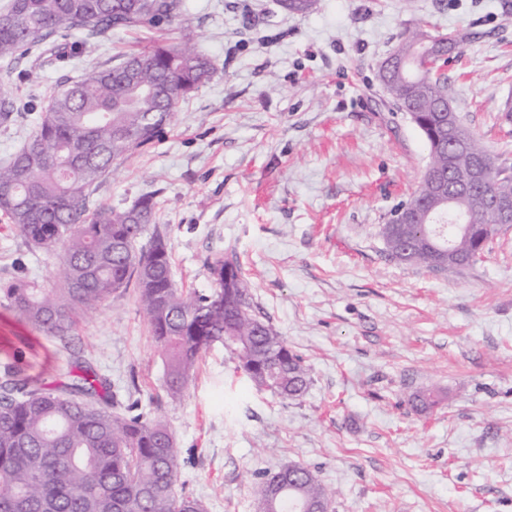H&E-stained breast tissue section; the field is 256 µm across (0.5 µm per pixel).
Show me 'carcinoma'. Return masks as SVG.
<instances>
[{"label": "carcinoma", "instance_id": "carcinoma-1", "mask_svg": "<svg viewBox=\"0 0 512 512\" xmlns=\"http://www.w3.org/2000/svg\"><path fill=\"white\" fill-rule=\"evenodd\" d=\"M321 0H282L306 15ZM183 0H7L0 7V60L14 61L45 45L61 30L87 38L161 28L182 21ZM426 32L398 42L384 86L398 108L413 114L428 146V164L417 190L400 207L431 210L424 224L387 222L379 235L388 255L435 272L460 274L497 235L489 196L461 192L472 166L482 164L492 189L512 197V166L491 154L472 134L473 150L448 169L445 112L455 111L448 78V48L434 65ZM199 35L182 30L176 43L155 40L119 65L85 73L60 86L37 117L36 129L0 165V210L34 246L62 249L61 287L16 282L3 289L16 316L69 350L80 315L136 280L141 310L152 339L166 358L167 393L181 398L203 351L224 350L259 389L285 399L302 396L311 383L302 358L260 313L234 257L210 264L208 293L176 287L171 257L155 223L156 202L144 196L131 207L90 208V198L112 164L128 159L173 126L180 105L215 71L198 47ZM432 172L457 196L469 233L453 239L458 254L448 264V198H436ZM107 380L82 370L71 384L50 386L17 363L0 374V512H205L203 503L178 490L179 452L167 425L146 412L112 411ZM278 472L256 475L254 501L266 512H306L314 502L331 506L332 491L307 467L271 490Z\"/></svg>", "mask_w": 512, "mask_h": 512}]
</instances>
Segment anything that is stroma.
<instances>
[{"label":"stroma","instance_id":"1","mask_svg":"<svg viewBox=\"0 0 512 512\" xmlns=\"http://www.w3.org/2000/svg\"><path fill=\"white\" fill-rule=\"evenodd\" d=\"M184 19L215 72L162 140L113 165L92 203L154 195L184 290L208 291L213 258H237L309 388L297 399L257 389L218 343L171 400L132 286L79 321L71 353L0 296V349L24 351L53 384L82 356L120 402L160 417L182 491L207 512H255L256 474L294 463L333 490V512H512V225L460 274L388 257L379 227L416 189L428 150L378 78L404 31L466 34L448 96L512 160V0H322L306 16L281 0H184ZM178 36L119 32L79 53L71 33L0 63L19 104L0 122V161L58 85ZM60 261L0 213V289L57 287ZM423 392L434 403L421 411Z\"/></svg>","mask_w":512,"mask_h":512}]
</instances>
